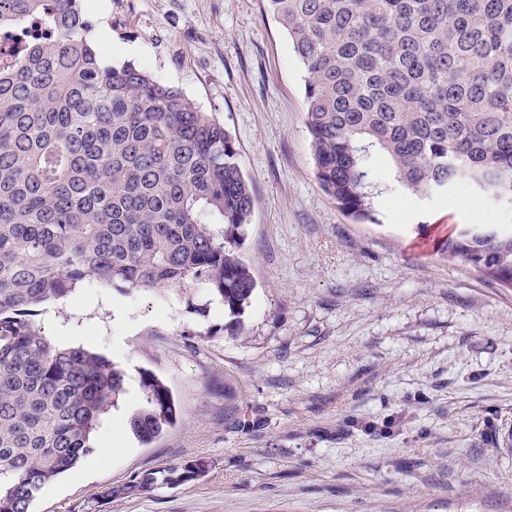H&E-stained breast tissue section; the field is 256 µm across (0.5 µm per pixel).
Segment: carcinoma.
<instances>
[{
    "instance_id": "carcinoma-1",
    "label": "carcinoma",
    "mask_w": 512,
    "mask_h": 512,
    "mask_svg": "<svg viewBox=\"0 0 512 512\" xmlns=\"http://www.w3.org/2000/svg\"><path fill=\"white\" fill-rule=\"evenodd\" d=\"M305 71L321 189L374 221L384 167L420 199L466 183L512 209V0H264ZM0 512L93 451L125 394L105 356L55 344L37 317L84 283L200 285L230 314L255 290L239 254L253 193L209 112L132 64L105 66L81 0H0ZM439 251L512 288V228L467 225ZM128 419L144 444L179 407L157 375ZM202 459L167 483L205 472Z\"/></svg>"
}]
</instances>
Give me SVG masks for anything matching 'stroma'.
Segmentation results:
<instances>
[{
	"mask_svg": "<svg viewBox=\"0 0 512 512\" xmlns=\"http://www.w3.org/2000/svg\"><path fill=\"white\" fill-rule=\"evenodd\" d=\"M103 62L179 89L232 136L254 193L234 316L200 286L84 284L39 321L59 344L163 378L182 414L153 443L107 438L31 512H512V288L437 249L456 224H512L459 186L387 190L347 217L315 177L304 71L262 0H84ZM203 476L133 481L189 459Z\"/></svg>",
	"mask_w": 512,
	"mask_h": 512,
	"instance_id": "obj_1",
	"label": "stroma"
}]
</instances>
